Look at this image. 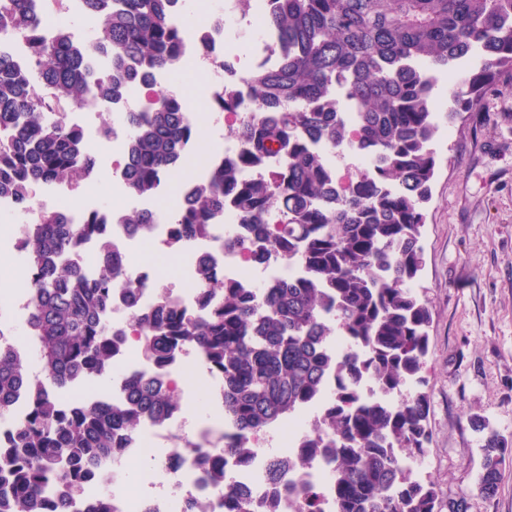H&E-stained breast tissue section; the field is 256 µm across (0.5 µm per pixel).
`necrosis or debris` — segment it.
I'll use <instances>...</instances> for the list:
<instances>
[{"mask_svg":"<svg viewBox=\"0 0 512 512\" xmlns=\"http://www.w3.org/2000/svg\"><path fill=\"white\" fill-rule=\"evenodd\" d=\"M271 0H254L247 12L233 8L230 0H214L202 19L206 43L188 40L178 60L169 68L154 75L156 83L165 85L176 97L184 91L177 81L185 62H192L202 74L209 98L219 94L235 93L240 107L237 112L213 111V123L224 132L220 149L213 153L210 163L194 162V138L184 142L182 165L189 168L188 177L180 184L176 194H169L167 183H158L152 194L140 197L141 208L153 211L155 222L147 231L134 235L124 222L129 210L123 206L100 208L96 196L84 195L81 202L67 206L66 214L93 213L103 223L101 237L81 241L70 255L72 262L80 265L88 274H96L100 256L99 240L110 243L109 257L120 271L122 278L140 285L136 302H128L123 290H116L112 304V325L129 332L131 339L124 343L115 355L114 364L119 374L112 377V400L125 398L124 384L132 376L148 374L153 370L151 362L141 357L138 342L140 331L134 324L139 310L152 306L161 292L160 282L148 267L135 263L133 257L146 247L162 253H181L183 262L175 271L179 285L170 289V296L177 305L189 312H197L198 299L203 286L198 275L202 260H210L215 271L224 280L237 282L254 290H261L270 282L288 283L300 276L298 264L288 262L276 250H269L262 259H254L249 234L233 210H225L210 224L206 235L195 238L187 248L177 244L178 228L174 216L184 205L190 191L205 183L213 163L244 155L247 144L237 138L234 128L240 121L258 118L259 112L249 88L242 82V75L249 70L270 68L277 64L281 50L277 34L267 28L264 18ZM150 104L146 95L135 91L112 107V122L99 126L93 121L100 111L98 104H91L82 113L80 129L91 147V162L87 168L86 185H102L104 174L112 176V191L119 197H127L123 178L127 160L129 127L125 122L127 112L145 110ZM194 364L196 373L212 380L210 400L213 408L224 407V382L212 376L207 364L191 347L182 348L176 360L167 368L164 382L170 389H177V373L187 364ZM229 427L221 418L194 419L182 409L172 410L164 422H145L136 436L124 439L125 451L113 458L108 469L115 485H123L136 460L148 455L155 460V469L142 476L134 493H118L112 500L119 512H223L224 485L233 483L244 487L256 512H263L269 500H276L279 512H295L285 487L291 483L314 484L321 488L322 512H333L334 496L329 482V469L325 463L312 468L290 469L284 474V483L274 487L263 478V459L255 457L245 463H228L224 469V484L204 481L199 464V449H218L224 444Z\"/></svg>","mask_w":512,"mask_h":512,"instance_id":"obj_1","label":"necrosis or debris"}]
</instances>
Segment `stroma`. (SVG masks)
<instances>
[{
	"label": "stroma",
	"mask_w": 512,
	"mask_h": 512,
	"mask_svg": "<svg viewBox=\"0 0 512 512\" xmlns=\"http://www.w3.org/2000/svg\"><path fill=\"white\" fill-rule=\"evenodd\" d=\"M437 173L422 229L416 283L432 314L424 383L430 441L415 477L433 481L439 512H512V462L500 489H477L480 416L512 438V80L499 81L474 112L440 130Z\"/></svg>",
	"instance_id": "stroma-1"
}]
</instances>
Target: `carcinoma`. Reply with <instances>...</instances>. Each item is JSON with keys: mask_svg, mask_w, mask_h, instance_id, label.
Here are the masks:
<instances>
[{"mask_svg": "<svg viewBox=\"0 0 512 512\" xmlns=\"http://www.w3.org/2000/svg\"><path fill=\"white\" fill-rule=\"evenodd\" d=\"M40 8L38 0H0V37L18 36L32 47L25 67L0 54V195L21 203L34 186L80 183L91 160L81 131L49 122L44 112L81 109L92 99L110 110L152 71L169 67L186 39L202 37L174 20L185 0H83L81 13L96 21L90 42L75 41L63 26L44 36ZM265 23L282 44L280 61L247 81L267 121L244 124L249 156L213 167L174 223L179 239L190 242L231 207L252 231L253 257L276 249L301 264L303 277L266 285L258 300L253 289L226 284L202 265L208 288L197 314L161 297L136 316L154 374L131 380L120 404L64 406L57 392L108 375L124 343L110 318L120 276L106 260L93 278L68 261L96 231L94 219L75 223L57 209L42 210L24 229L36 271L27 333L39 372L29 371L19 350L0 347V415L21 394L31 405L0 435V512H70L103 462L123 452L117 432L133 435L179 407L160 377L185 346L224 379L232 434L222 453L205 460L207 479L224 483V465L257 455L259 435L322 402L298 460H327L334 512H436L432 484L401 464L429 442L427 396L406 397L403 389L425 381L428 355L431 313L411 284L423 264L424 204L437 165L432 93L436 75L473 64L453 92L456 108L445 115L452 121L474 111L497 81L512 78V0H274ZM95 55L107 59L97 76ZM343 103L356 130L347 140ZM184 112L157 87L149 111L130 113V194L144 196L178 171ZM316 143L375 154L379 163L360 171L351 192L334 197L333 169ZM262 155L278 157L280 168L247 178L245 166ZM275 208L279 222L271 224ZM482 451L478 485L493 497L512 440L491 431ZM282 474L278 456H267L266 480L277 485ZM293 495L296 512H321L318 487ZM223 512L251 510L242 492L226 486Z\"/></svg>", "mask_w": 512, "mask_h": 512, "instance_id": "carcinoma-1", "label": "carcinoma"}]
</instances>
